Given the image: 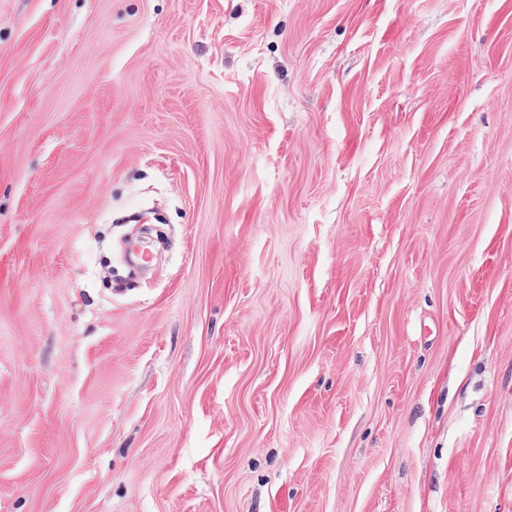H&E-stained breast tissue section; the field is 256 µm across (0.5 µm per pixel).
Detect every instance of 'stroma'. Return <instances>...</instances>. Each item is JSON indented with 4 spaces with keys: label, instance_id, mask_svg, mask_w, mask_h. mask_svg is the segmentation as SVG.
Returning <instances> with one entry per match:
<instances>
[{
    "label": "stroma",
    "instance_id": "obj_1",
    "mask_svg": "<svg viewBox=\"0 0 512 512\" xmlns=\"http://www.w3.org/2000/svg\"><path fill=\"white\" fill-rule=\"evenodd\" d=\"M0 512H512V0H0Z\"/></svg>",
    "mask_w": 512,
    "mask_h": 512
}]
</instances>
